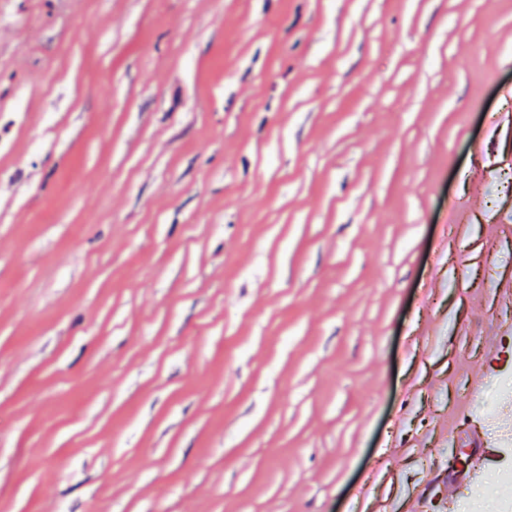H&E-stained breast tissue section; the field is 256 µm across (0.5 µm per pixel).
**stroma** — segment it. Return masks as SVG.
Returning <instances> with one entry per match:
<instances>
[{"mask_svg":"<svg viewBox=\"0 0 512 512\" xmlns=\"http://www.w3.org/2000/svg\"><path fill=\"white\" fill-rule=\"evenodd\" d=\"M512 0H0V512H497ZM459 440L463 441L466 446L475 448L476 451L467 472L460 480L452 484L455 490H460L468 481L477 477L489 459L496 456L499 451L498 445L490 441L485 433L477 428L467 432L464 437H459Z\"/></svg>","mask_w":512,"mask_h":512,"instance_id":"35a3bbf8","label":"stroma"}]
</instances>
